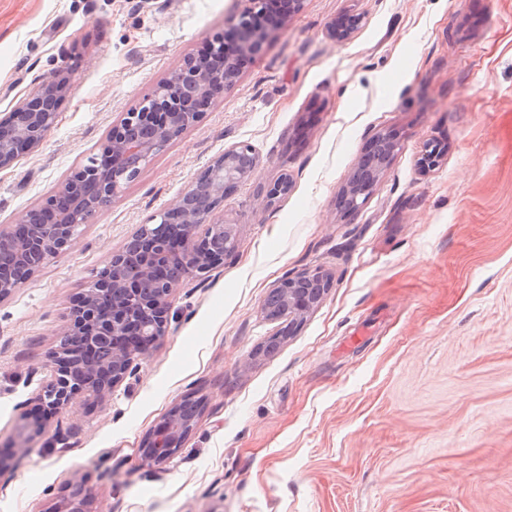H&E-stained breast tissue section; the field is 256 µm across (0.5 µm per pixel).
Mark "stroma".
<instances>
[{"instance_id":"35a3bbf8","label":"stroma","mask_w":512,"mask_h":512,"mask_svg":"<svg viewBox=\"0 0 512 512\" xmlns=\"http://www.w3.org/2000/svg\"><path fill=\"white\" fill-rule=\"evenodd\" d=\"M245 0H0V117L72 92L40 148L0 171L17 222ZM359 17L338 42L329 24ZM400 146L361 209L336 197L367 141ZM445 148L420 171L427 143ZM257 174L224 199L239 244L174 288L168 329L99 404L76 400L0 481V512H512V0H305L200 119L0 301V442L41 412L74 299L225 148ZM292 187L267 202L281 176ZM334 286L295 335L262 304L286 276ZM203 400L177 454L140 444ZM66 510L62 512H93L90 510L92 488L85 476H76L69 483Z\"/></svg>"}]
</instances>
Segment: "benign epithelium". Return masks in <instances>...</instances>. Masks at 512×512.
I'll use <instances>...</instances> for the list:
<instances>
[{"label":"benign epithelium","mask_w":512,"mask_h":512,"mask_svg":"<svg viewBox=\"0 0 512 512\" xmlns=\"http://www.w3.org/2000/svg\"><path fill=\"white\" fill-rule=\"evenodd\" d=\"M224 32L206 39V48L183 57L180 65L112 126L102 151L79 165L44 202L16 224L0 225V301L30 280L47 260L69 250L81 226L134 180L141 168L178 138L239 76L241 62L263 50L268 33L285 25L304 0H247ZM356 24L351 17L330 25L344 41ZM71 94L65 72L49 84L34 86L11 112L0 118V170L35 151L54 127L61 102ZM442 157L430 143L419 158L429 169ZM387 159L366 153L355 175L342 187L347 213L359 211L373 192ZM258 160L251 147L236 144L212 161L170 204L143 225L125 261L109 256L106 265L78 296L69 325L48 354L54 376L41 394L43 414L21 425L10 444L12 456L29 451L33 437L78 397L102 401L134 374L139 361L167 333L174 286L184 277L205 274L238 248L237 225L224 215V196L252 178ZM284 175L267 189L272 202L288 193ZM331 273L315 268L285 277L264 301L263 312L283 323L277 337L292 335L333 288ZM201 412L191 416L173 405L142 440L149 463L170 459L193 432ZM92 488L84 476L69 482L64 512H91Z\"/></svg>","instance_id":"benign-epithelium-1"}]
</instances>
